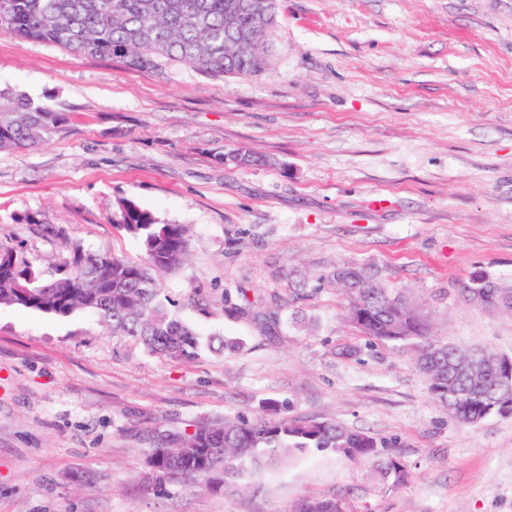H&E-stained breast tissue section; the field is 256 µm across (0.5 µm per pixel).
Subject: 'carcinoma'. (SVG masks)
Returning <instances> with one entry per match:
<instances>
[{
    "label": "carcinoma",
    "mask_w": 512,
    "mask_h": 512,
    "mask_svg": "<svg viewBox=\"0 0 512 512\" xmlns=\"http://www.w3.org/2000/svg\"><path fill=\"white\" fill-rule=\"evenodd\" d=\"M227 0H0V31L62 45L76 53L124 60L131 69H154L181 62L213 75L253 77L267 67L265 53H248L237 43L236 27L251 15L226 12ZM63 118L21 95L0 92V151L34 147L59 131ZM135 235L142 259L76 249L59 275L44 280L18 254L0 244V305L55 317L87 312L149 352L192 361L201 346L196 331L170 314L159 299L156 275L178 268L188 249L183 224H161L132 202L113 220ZM27 283L20 293L15 283ZM351 317L363 319L370 341L394 343L413 356L430 393L463 423L475 424L497 393L493 378L478 386L448 372V361L477 354L432 340L401 297L373 284L346 289ZM149 456L157 461L152 480L161 486L175 478L209 486L214 469L232 480L258 478L283 458L313 451L351 462H378L392 443L333 421L237 418L203 423L190 431L151 433ZM301 512H344L336 499H315Z\"/></svg>",
    "instance_id": "cac0c4a2"
}]
</instances>
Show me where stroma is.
<instances>
[{
  "instance_id": "35a3bbf8",
  "label": "stroma",
  "mask_w": 512,
  "mask_h": 512,
  "mask_svg": "<svg viewBox=\"0 0 512 512\" xmlns=\"http://www.w3.org/2000/svg\"><path fill=\"white\" fill-rule=\"evenodd\" d=\"M272 44L264 75L212 77L0 32V90L64 117L0 151V243L46 279L74 244L136 260L112 222L133 202L190 230L157 277L171 311L244 343L184 363L87 313L0 305V512H512V417L451 416L334 277L370 269L435 339L512 357V309L471 294L512 291V0H278ZM273 402L391 441L404 480L311 453L252 488L150 485L147 431Z\"/></svg>"
}]
</instances>
